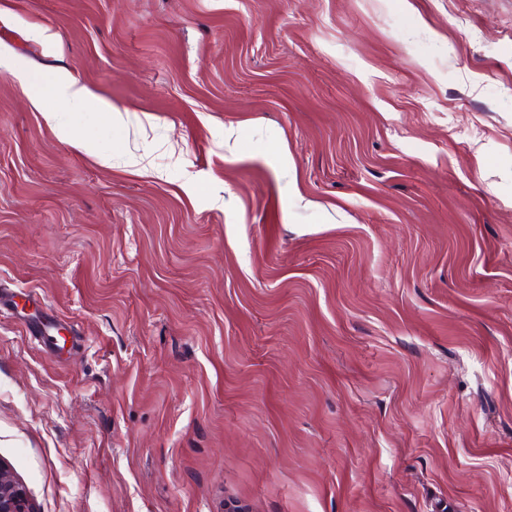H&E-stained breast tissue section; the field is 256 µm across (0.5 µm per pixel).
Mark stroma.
<instances>
[{"mask_svg":"<svg viewBox=\"0 0 512 512\" xmlns=\"http://www.w3.org/2000/svg\"><path fill=\"white\" fill-rule=\"evenodd\" d=\"M0 462L34 512H512V0H0ZM48 97L51 99L52 104H48L42 95H35L33 103L42 110L45 122L53 126H57L58 110L55 106L57 102H62L70 111L83 110L92 103L90 91L84 86H79L65 74L55 77Z\"/></svg>","mask_w":512,"mask_h":512,"instance_id":"35a3bbf8","label":"stroma"}]
</instances>
